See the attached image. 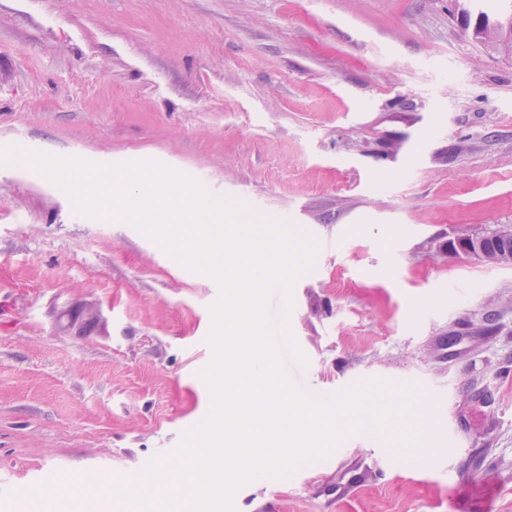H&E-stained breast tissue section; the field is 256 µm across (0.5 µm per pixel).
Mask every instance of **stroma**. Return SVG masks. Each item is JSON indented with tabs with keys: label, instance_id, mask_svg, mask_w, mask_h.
<instances>
[{
	"label": "stroma",
	"instance_id": "35a3bbf8",
	"mask_svg": "<svg viewBox=\"0 0 512 512\" xmlns=\"http://www.w3.org/2000/svg\"><path fill=\"white\" fill-rule=\"evenodd\" d=\"M10 146L157 160L307 236L292 308L268 301L308 360L281 352L295 385L441 393L407 414L408 444L365 428L244 485L235 512H512V264L448 250L512 228V58L452 0H0ZM218 296L133 225L0 165V512H117L115 479L210 411Z\"/></svg>",
	"mask_w": 512,
	"mask_h": 512
}]
</instances>
